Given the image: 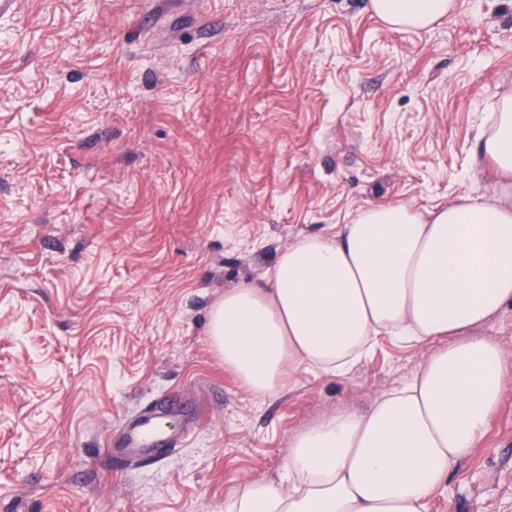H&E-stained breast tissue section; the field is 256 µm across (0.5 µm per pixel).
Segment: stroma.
<instances>
[{"mask_svg": "<svg viewBox=\"0 0 512 512\" xmlns=\"http://www.w3.org/2000/svg\"><path fill=\"white\" fill-rule=\"evenodd\" d=\"M512 90V0L430 31L370 0H0V512H224L300 429L368 408L434 342L248 392L209 336L225 291L361 210L482 195ZM175 453L112 439L152 402ZM428 512H512V378Z\"/></svg>", "mask_w": 512, "mask_h": 512, "instance_id": "obj_1", "label": "stroma"}]
</instances>
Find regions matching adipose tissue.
Segmentation results:
<instances>
[{
  "instance_id": "adipose-tissue-1",
  "label": "adipose tissue",
  "mask_w": 512,
  "mask_h": 512,
  "mask_svg": "<svg viewBox=\"0 0 512 512\" xmlns=\"http://www.w3.org/2000/svg\"><path fill=\"white\" fill-rule=\"evenodd\" d=\"M371 8L392 29L419 30L455 0ZM477 140L506 178L491 193L425 211L367 208L334 237L289 244L263 285L235 288L213 309V345L257 396L277 393L289 368L344 374L383 334L439 344L369 410L341 409L299 432L280 478L248 484L226 512H426L471 454L512 375V353L472 334L512 305V92Z\"/></svg>"
}]
</instances>
